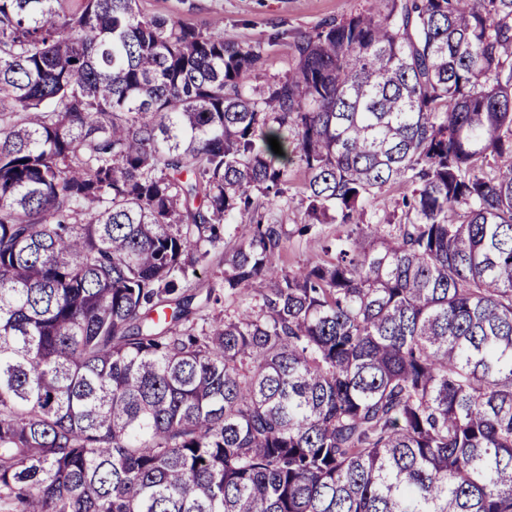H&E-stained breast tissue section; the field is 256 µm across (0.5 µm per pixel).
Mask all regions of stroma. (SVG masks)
Segmentation results:
<instances>
[{
	"mask_svg": "<svg viewBox=\"0 0 512 512\" xmlns=\"http://www.w3.org/2000/svg\"><path fill=\"white\" fill-rule=\"evenodd\" d=\"M373 4L374 0H140V7L147 14L176 15L197 25L216 21L230 41L243 47L265 46L263 66L246 85L250 92L287 76L296 62L293 43L300 33L349 17ZM286 178L288 203L275 215L289 231L280 262L281 268L288 271L323 258L325 243L342 228L318 224L310 233L299 235L297 229L306 217L301 205L305 172L298 161L289 162Z\"/></svg>",
	"mask_w": 512,
	"mask_h": 512,
	"instance_id": "stroma-1",
	"label": "stroma"
}]
</instances>
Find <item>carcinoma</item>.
<instances>
[{
    "label": "carcinoma",
    "mask_w": 512,
    "mask_h": 512,
    "mask_svg": "<svg viewBox=\"0 0 512 512\" xmlns=\"http://www.w3.org/2000/svg\"><path fill=\"white\" fill-rule=\"evenodd\" d=\"M378 4L249 95L221 30L0 0L8 512H512V0ZM290 143L346 231L284 271ZM407 194V188L403 185L396 183L387 184L378 195L377 207L385 212H395L398 216L401 215L402 199ZM224 270L223 264V249L214 250L211 252L208 262L203 268L197 269V275L189 273L188 279L192 287L207 288L210 285H224L222 272ZM221 292L224 295L223 302L215 311L210 312V317L220 310L224 316L233 317L242 306L256 304L254 293L250 288L242 289L233 295L224 294V288H221Z\"/></svg>",
    "instance_id": "carcinoma-1"
}]
</instances>
